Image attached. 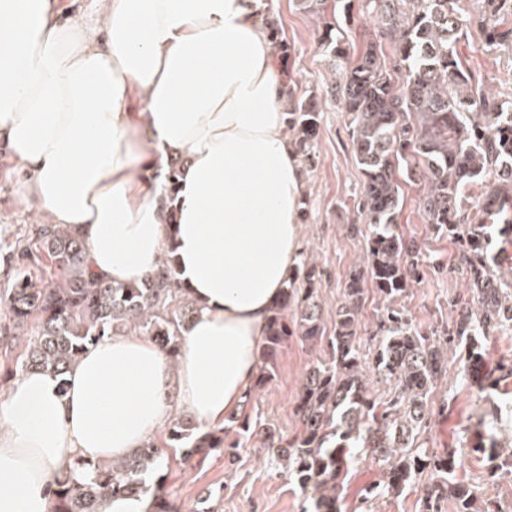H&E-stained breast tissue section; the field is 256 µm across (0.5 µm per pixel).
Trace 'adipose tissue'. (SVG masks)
<instances>
[{"mask_svg":"<svg viewBox=\"0 0 512 512\" xmlns=\"http://www.w3.org/2000/svg\"><path fill=\"white\" fill-rule=\"evenodd\" d=\"M107 3L87 25L56 0H0V144L98 276L143 279L173 245L198 314L177 363L128 334L65 377H17L0 395V512H49L59 469L129 455L173 407L222 425L255 380L301 250L303 172L264 0ZM178 156L168 207L165 162Z\"/></svg>","mask_w":512,"mask_h":512,"instance_id":"adipose-tissue-1","label":"adipose tissue"}]
</instances>
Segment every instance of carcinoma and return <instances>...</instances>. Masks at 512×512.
<instances>
[{
	"label": "carcinoma",
	"instance_id": "1",
	"mask_svg": "<svg viewBox=\"0 0 512 512\" xmlns=\"http://www.w3.org/2000/svg\"><path fill=\"white\" fill-rule=\"evenodd\" d=\"M295 4L316 19L319 46L335 73L330 93L342 99L350 116L351 149L361 174L357 213L364 224L352 230L363 237L367 262L349 273L336 304L330 359L314 362L301 380L297 438L288 442L274 425L260 427L246 414L207 430L176 417L168 425L167 446L201 462L214 451L253 440L280 455V464L309 494L312 509L302 512H341L344 467L358 453L383 465L384 479L365 489L366 501L398 496L424 477L421 512H441L448 500L455 512H492L477 506L475 488L455 477L463 466L458 449L431 452L423 436L438 383L448 378L449 346L459 350L468 386L484 391L512 375L504 365L489 368L485 347L490 337L512 332V268H502L512 262V101L478 81L459 50L475 27L487 47L512 49V27L500 22L512 15V0H365L359 7L377 22L379 41L367 44L348 66L350 46L336 12L329 11L330 0ZM267 25L273 50L287 57L275 20ZM286 101L295 154L311 164L321 110L292 87ZM404 182L419 185L429 231L457 244L467 276L464 291L448 299L451 320L428 333L390 304L422 272L421 247L397 229ZM35 240L36 249L24 244L9 256L13 275L0 290L7 319L0 325V344L22 348L6 375L48 370L62 376L101 339L129 333L151 339L176 361L198 308L178 277L171 246L143 280L113 283L92 271L85 243L69 227L38 224ZM42 263L53 271L46 282L36 274ZM319 277L317 266L304 258L286 284L245 403L272 380L288 337L314 343L323 336ZM369 283L388 304L376 308L381 336L368 362L361 327ZM376 383L392 388L388 400L375 397ZM230 429L237 430L238 440L226 445ZM486 439L489 447L475 452L486 458L488 480L512 477V448L500 446L494 433ZM165 482L159 446L150 438L125 458L95 465L86 479L59 472L49 512H100L107 498L148 490L164 501Z\"/></svg>",
	"mask_w": 512,
	"mask_h": 512
}]
</instances>
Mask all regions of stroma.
<instances>
[{
    "label": "stroma",
    "mask_w": 512,
    "mask_h": 512,
    "mask_svg": "<svg viewBox=\"0 0 512 512\" xmlns=\"http://www.w3.org/2000/svg\"><path fill=\"white\" fill-rule=\"evenodd\" d=\"M271 9L291 48L288 70L298 94L317 95L322 109L315 163L304 169L309 204L300 223L302 248L313 253L321 272L318 298L323 320L330 325L336 318V304L348 273L364 255L361 238L350 232L357 217L361 174L351 150L350 119L342 101L329 93L332 72L319 48L313 17L297 10L294 0H273ZM459 49L486 85L512 99V50L488 51L475 30ZM22 183L7 149L0 146V257L13 249L17 239H31L34 223L52 221L47 211L25 203ZM403 195L399 230L423 243L424 251L421 277L399 298L396 307L426 330L447 317L448 298L462 292L466 276L458 265L456 244L429 235L418 204L417 185H405ZM325 352V345L311 346L299 337H289L279 350L274 379L253 401L259 418L274 424L285 438L301 431L295 414L300 381ZM459 368V360L451 359L448 369L452 377L437 389L438 396L447 398L448 409L433 414L426 446L438 453L450 446L460 448L464 466L457 472L458 479L475 485L482 499L495 500L500 512H512V477L488 483L475 452L481 437L491 430L512 438V378L496 390L481 392L454 379ZM162 459L167 498L179 512H206L212 505L217 512H301L304 505L293 477L270 454L250 444L231 455L213 452L201 465L184 460L177 448L163 449ZM382 476L381 467L371 458L351 459L341 493L343 512H420V490L415 486L397 497L384 495L363 501L365 488L379 483Z\"/></svg>",
    "instance_id": "1"
}]
</instances>
